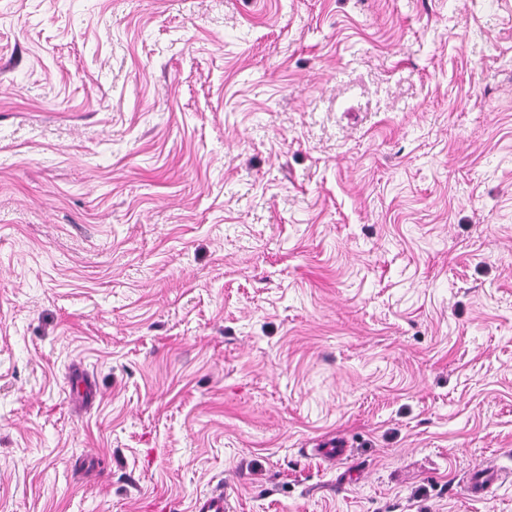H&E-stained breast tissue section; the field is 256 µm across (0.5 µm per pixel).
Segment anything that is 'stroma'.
Wrapping results in <instances>:
<instances>
[{"label":"stroma","instance_id":"obj_1","mask_svg":"<svg viewBox=\"0 0 512 512\" xmlns=\"http://www.w3.org/2000/svg\"><path fill=\"white\" fill-rule=\"evenodd\" d=\"M215 487L512 512V0H0V512Z\"/></svg>","mask_w":512,"mask_h":512}]
</instances>
